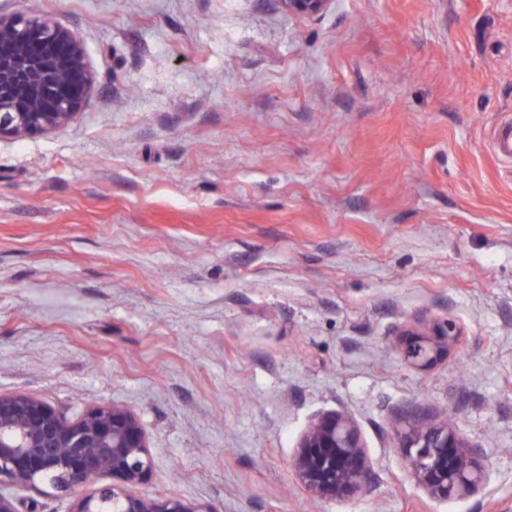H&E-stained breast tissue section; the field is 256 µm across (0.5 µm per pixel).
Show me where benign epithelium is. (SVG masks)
<instances>
[{"mask_svg":"<svg viewBox=\"0 0 512 512\" xmlns=\"http://www.w3.org/2000/svg\"><path fill=\"white\" fill-rule=\"evenodd\" d=\"M334 2L280 0L288 15L300 18L322 16ZM93 89L87 50L76 31L25 9L0 13V139L66 127L85 109ZM457 336L451 321L435 322L406 343L402 356L412 366L428 367ZM393 430L396 447L429 498L464 499L483 488L488 470L482 449L448 417L399 408ZM298 448L295 473L312 497L342 502L370 490L374 468L348 415L318 416ZM150 469L145 433L131 410L96 404L66 421L32 395L0 393V484H42L66 493L108 477L112 484L76 499L72 512H210L176 496L159 500L132 492Z\"/></svg>","mask_w":512,"mask_h":512,"instance_id":"1","label":"benign epithelium"}]
</instances>
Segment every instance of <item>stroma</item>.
I'll return each mask as SVG.
<instances>
[{
  "label": "stroma",
  "mask_w": 512,
  "mask_h": 512,
  "mask_svg": "<svg viewBox=\"0 0 512 512\" xmlns=\"http://www.w3.org/2000/svg\"><path fill=\"white\" fill-rule=\"evenodd\" d=\"M21 8L78 31L96 90L0 141V392L127 406L141 493L211 512H512V0H0ZM446 318L450 350L406 363L401 330ZM409 403L481 445L480 494L418 486ZM327 412L376 472L345 503L292 467ZM335 0H280L283 10L290 16L311 18L327 13Z\"/></svg>",
  "instance_id": "35a3bbf8"
}]
</instances>
